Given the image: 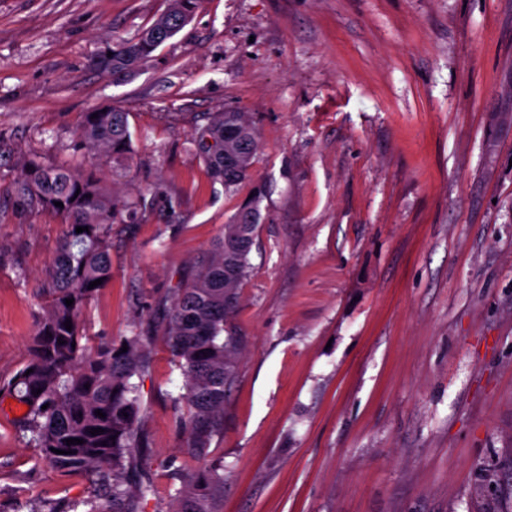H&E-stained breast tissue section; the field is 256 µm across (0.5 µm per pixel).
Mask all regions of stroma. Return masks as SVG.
I'll list each match as a JSON object with an SVG mask.
<instances>
[{
    "label": "stroma",
    "instance_id": "obj_1",
    "mask_svg": "<svg viewBox=\"0 0 512 512\" xmlns=\"http://www.w3.org/2000/svg\"><path fill=\"white\" fill-rule=\"evenodd\" d=\"M168 6L0 0V380L66 231L7 188L35 155L93 167L138 209L81 325L92 349L154 327L141 512H170L196 463L160 313L254 200L220 512H512V0H203L146 65L97 67ZM109 107L134 146L119 164L73 136ZM215 112L247 113L259 143L231 189L191 143ZM18 413L0 402V512L90 496Z\"/></svg>",
    "mask_w": 512,
    "mask_h": 512
}]
</instances>
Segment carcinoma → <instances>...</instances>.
Listing matches in <instances>:
<instances>
[{"label":"carcinoma","instance_id":"obj_1","mask_svg":"<svg viewBox=\"0 0 512 512\" xmlns=\"http://www.w3.org/2000/svg\"><path fill=\"white\" fill-rule=\"evenodd\" d=\"M200 5V0H172L171 7L141 37L113 44L104 69L127 73L152 57L159 43L155 32L173 37ZM213 142L202 143L204 135ZM76 143L94 154L116 161L132 152L127 113L121 109L85 113L75 133ZM192 144L211 177L236 187L249 177L258 149L254 127L243 112H221L192 133ZM10 192L33 211H52L68 226L46 269L47 302L36 316V332L25 365L0 384V398L26 406L17 426L62 471L97 475L95 494L73 501L70 512H139L154 492L149 477L135 480L129 473L143 470L149 453L139 421L141 403L134 378L152 368L147 336L125 340L127 351L112 342L95 350L82 344L79 317L112 276V224L133 207L112 196L93 173L64 164L28 159ZM63 206L57 207L55 203ZM260 215L241 234L243 212L224 225V233L198 258V273L173 289L163 336L184 378L181 398L189 407L185 421L186 451L198 467L186 473L172 512H218L224 498V464L210 454L212 441L224 424V399L235 378L238 339L229 319L239 304V288L247 275ZM85 231L78 233L76 228ZM74 300L68 306L65 300ZM71 320L72 329L65 327ZM41 393H36V390ZM101 411L105 417L96 416ZM101 428L93 435L90 430ZM82 444H67L68 439ZM59 453H54V450Z\"/></svg>","mask_w":512,"mask_h":512}]
</instances>
